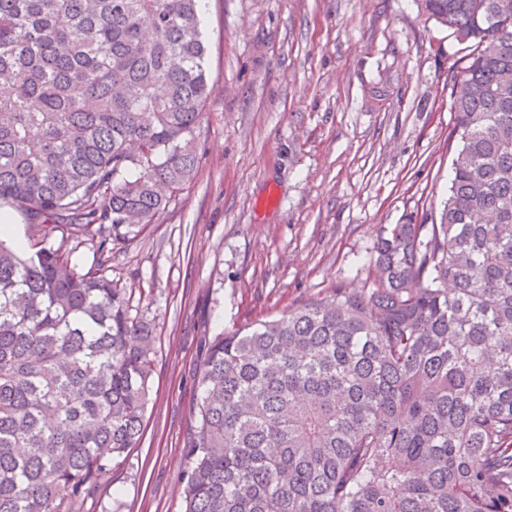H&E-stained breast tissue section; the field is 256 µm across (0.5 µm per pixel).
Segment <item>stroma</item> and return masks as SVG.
<instances>
[{
	"instance_id": "1",
	"label": "stroma",
	"mask_w": 512,
	"mask_h": 512,
	"mask_svg": "<svg viewBox=\"0 0 512 512\" xmlns=\"http://www.w3.org/2000/svg\"><path fill=\"white\" fill-rule=\"evenodd\" d=\"M198 175L112 258L156 336L138 448L82 512H182L205 339L372 287L384 230L435 220L465 51L415 0H205Z\"/></svg>"
}]
</instances>
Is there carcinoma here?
I'll use <instances>...</instances> for the list:
<instances>
[{
    "label": "carcinoma",
    "mask_w": 512,
    "mask_h": 512,
    "mask_svg": "<svg viewBox=\"0 0 512 512\" xmlns=\"http://www.w3.org/2000/svg\"><path fill=\"white\" fill-rule=\"evenodd\" d=\"M203 2L0 0V207L38 235L0 239V512H79L139 445L155 336L112 255L197 174ZM421 7L470 44L439 223L204 342L184 512H512V0Z\"/></svg>",
    "instance_id": "carcinoma-1"
}]
</instances>
